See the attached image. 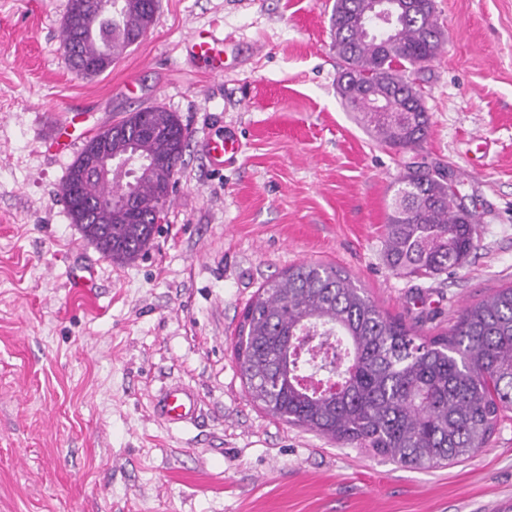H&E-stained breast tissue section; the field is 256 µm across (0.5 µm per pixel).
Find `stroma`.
Returning <instances> with one entry per match:
<instances>
[{"label": "stroma", "mask_w": 512, "mask_h": 512, "mask_svg": "<svg viewBox=\"0 0 512 512\" xmlns=\"http://www.w3.org/2000/svg\"><path fill=\"white\" fill-rule=\"evenodd\" d=\"M334 0H159L111 67L72 72L68 0H0V512H506L512 418L444 468L404 467L273 418L233 355L244 309L288 266L347 272L422 334L512 285V0H434L445 32L417 74L430 115L414 149L379 144L336 91ZM231 44L210 76L194 28ZM78 142L160 106L189 132L165 220L130 263L104 257L60 192L69 159L43 142L62 104ZM242 149L215 168L207 137ZM449 172L478 245L432 279L393 272L388 203L408 163ZM183 382L189 425L150 399Z\"/></svg>", "instance_id": "35a3bbf8"}]
</instances>
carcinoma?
Masks as SVG:
<instances>
[{
    "label": "carcinoma",
    "mask_w": 512,
    "mask_h": 512,
    "mask_svg": "<svg viewBox=\"0 0 512 512\" xmlns=\"http://www.w3.org/2000/svg\"><path fill=\"white\" fill-rule=\"evenodd\" d=\"M371 0H334L333 48L341 61L337 92L376 140L397 150L421 146L430 117L411 79L445 41L433 0L401 17L395 34H366ZM156 11L148 0H69L62 24L69 67L105 71L144 34ZM362 76L389 88L381 109L351 83ZM112 137V156L136 145L151 159L139 176L102 181L87 171L94 142ZM178 116L161 107L133 112L84 143L70 163L62 196L71 223L116 263L134 260L151 242L187 146ZM127 192L134 218L120 221L111 196ZM442 171L406 166L389 204L384 252L396 274L433 278L463 266L477 248L475 214L460 208ZM241 378L267 414L411 467L459 461L484 447L512 412V286L461 312L434 336L384 313L351 276L302 262L259 289L234 343Z\"/></svg>",
    "instance_id": "carcinoma-1"
}]
</instances>
